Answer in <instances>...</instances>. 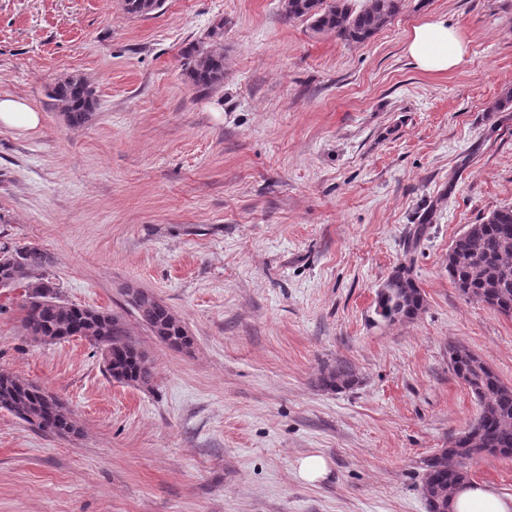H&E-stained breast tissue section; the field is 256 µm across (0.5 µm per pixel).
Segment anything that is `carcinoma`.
Segmentation results:
<instances>
[{
	"label": "carcinoma",
	"mask_w": 512,
	"mask_h": 512,
	"mask_svg": "<svg viewBox=\"0 0 512 512\" xmlns=\"http://www.w3.org/2000/svg\"><path fill=\"white\" fill-rule=\"evenodd\" d=\"M164 0H119L132 18L162 8ZM288 19H306L317 33H330L349 43H363L383 28L402 8V0H366L356 10L350 0H283ZM182 67L199 89L209 90L224 80V52L193 45L181 54ZM48 96L69 121L80 124L95 110L92 84L80 75L55 81ZM50 254L36 245L0 244V288L23 289L22 326L36 341L60 342L78 336L100 349L112 379L149 386L154 379L150 357L124 315L81 307L63 300L49 268ZM448 279L462 296L512 316V206L493 211L456 237L448 249ZM391 283L378 293L377 312L385 320L416 317L424 298L410 271L401 266ZM126 302L160 343L187 350L193 338L179 317L152 292L128 285ZM454 375L473 395L477 414L450 445L425 468L422 492L429 512H450L449 495L469 479L467 462L482 454L512 457V385L504 383L482 358L462 344L448 348ZM356 376L345 362L325 368L321 385L331 391L355 385ZM0 409L32 428L64 436L77 432L60 399L18 375L0 374Z\"/></svg>",
	"instance_id": "obj_1"
}]
</instances>
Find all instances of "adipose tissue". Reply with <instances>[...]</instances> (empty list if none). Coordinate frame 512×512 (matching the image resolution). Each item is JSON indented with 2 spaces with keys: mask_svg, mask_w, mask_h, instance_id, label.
<instances>
[{
  "mask_svg": "<svg viewBox=\"0 0 512 512\" xmlns=\"http://www.w3.org/2000/svg\"><path fill=\"white\" fill-rule=\"evenodd\" d=\"M407 51L420 70L439 73L459 66L468 53V44L446 19L436 18L413 27ZM450 510L512 512V499H504L489 485L471 480L456 487Z\"/></svg>",
  "mask_w": 512,
  "mask_h": 512,
  "instance_id": "ef3b65f1",
  "label": "adipose tissue"
}]
</instances>
